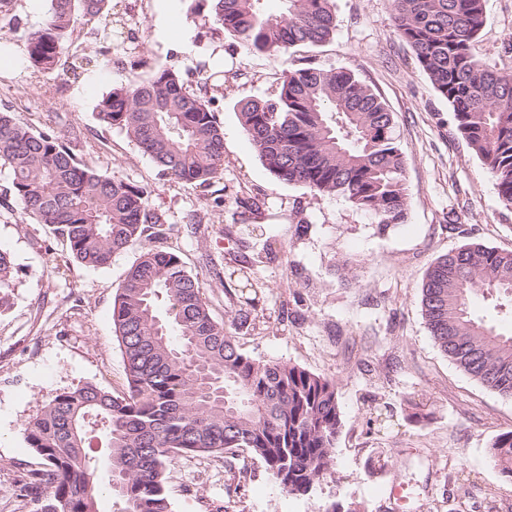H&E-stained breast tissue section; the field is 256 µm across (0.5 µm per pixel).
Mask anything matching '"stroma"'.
Here are the masks:
<instances>
[{"instance_id": "35a3bbf8", "label": "stroma", "mask_w": 512, "mask_h": 512, "mask_svg": "<svg viewBox=\"0 0 512 512\" xmlns=\"http://www.w3.org/2000/svg\"><path fill=\"white\" fill-rule=\"evenodd\" d=\"M135 7L150 65L179 71L187 85L197 63L217 60L232 72L213 109L224 130V165L208 187L163 177L156 164L116 130L101 126L96 106L112 86L135 76L129 64L100 53L88 28L77 45L94 58L91 71L47 75L0 72V111L61 137L78 133L76 149L100 172L150 185L152 201L174 230L167 241L203 283L212 318L258 361L288 362L333 379L342 429L333 466L305 495L286 493L246 449L235 464L223 456L184 454L169 471L172 512H326L335 502L360 512H512V482L491 457L495 437L512 430V398L465 373L434 344L421 314V285L439 256L470 242L512 250V208L455 129L453 110L419 67L392 25V0H335L336 33L318 48L287 59L249 52L238 40L212 39L203 15L209 0H172V32L157 34L158 0H117ZM50 0H14L21 19L8 44L26 48ZM472 51L501 71L512 70V0H486V21ZM353 73L385 102L405 160L406 223L389 227L339 196L275 179L244 135L237 104L266 97L284 71L303 67ZM223 206H215V198ZM198 213L201 224L186 222ZM274 241L258 264L264 296L240 327L225 294V267L253 261L252 228ZM0 249L16 263L14 304L0 315V512H33L21 495L38 459L22 426L57 391L92 383L115 394L127 389L115 338L117 288L139 254L113 255L101 268L63 267L67 247L50 228L24 223L18 207L0 206ZM388 405L390 429L366 414L370 398ZM426 415L414 417V406ZM403 487L407 504L390 498Z\"/></svg>"}]
</instances>
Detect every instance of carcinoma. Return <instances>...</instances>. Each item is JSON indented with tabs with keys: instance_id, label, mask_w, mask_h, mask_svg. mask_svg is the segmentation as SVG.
I'll list each match as a JSON object with an SVG mask.
<instances>
[{
	"instance_id": "1",
	"label": "carcinoma",
	"mask_w": 512,
	"mask_h": 512,
	"mask_svg": "<svg viewBox=\"0 0 512 512\" xmlns=\"http://www.w3.org/2000/svg\"><path fill=\"white\" fill-rule=\"evenodd\" d=\"M212 33L249 51L288 57L322 47L336 30L334 0H211ZM95 21L131 58L124 14L112 0H51L44 26L28 38L33 72L77 68L69 47ZM397 35L413 50L456 130L512 207V72L477 60L472 45L485 23V0H392ZM224 75L199 69L196 88L159 68L113 87L97 105L98 122L149 155L161 175L206 186L224 163V134L211 109ZM240 126L276 179L340 196L378 224H402L409 193L395 119L354 74L305 67L285 71L274 93L240 103ZM24 218L50 227L68 259L89 268L136 243L141 250L113 302L112 322L128 388L93 384L64 389L23 425L40 459L26 481L36 512H98L102 489L123 512H172L168 466L175 455L232 454L245 448L282 488L308 493L335 456L341 417L333 380L283 361L257 362L211 317L203 286L180 257L151 243L167 234L153 189L88 165L49 127L0 112V169ZM15 264L0 250V315L13 306ZM512 298V250L467 243L426 270L421 311L439 350L483 386L512 397V335L477 320L474 295ZM494 465L512 479V431L492 445Z\"/></svg>"
}]
</instances>
